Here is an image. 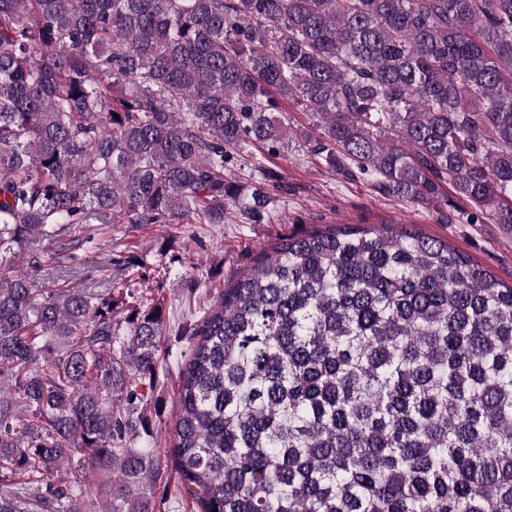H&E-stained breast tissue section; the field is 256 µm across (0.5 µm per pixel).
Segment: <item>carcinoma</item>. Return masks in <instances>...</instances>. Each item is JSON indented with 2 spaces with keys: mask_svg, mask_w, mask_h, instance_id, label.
<instances>
[{
  "mask_svg": "<svg viewBox=\"0 0 512 512\" xmlns=\"http://www.w3.org/2000/svg\"><path fill=\"white\" fill-rule=\"evenodd\" d=\"M316 119L285 124L281 104ZM512 228V0H0V259L79 224H258L246 147ZM466 201L471 210L460 208ZM0 272V512H159L165 304ZM179 368L197 512H512V284L413 229L281 240Z\"/></svg>",
  "mask_w": 512,
  "mask_h": 512,
  "instance_id": "cac0c4a2",
  "label": "carcinoma"
}]
</instances>
